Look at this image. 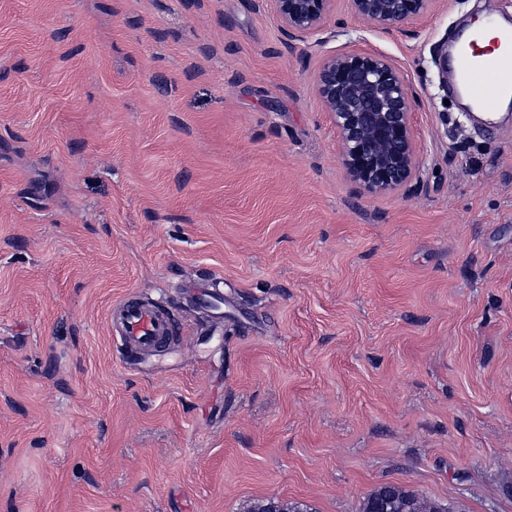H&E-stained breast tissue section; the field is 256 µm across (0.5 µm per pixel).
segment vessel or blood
Masks as SVG:
<instances>
[{
	"mask_svg": "<svg viewBox=\"0 0 512 512\" xmlns=\"http://www.w3.org/2000/svg\"><path fill=\"white\" fill-rule=\"evenodd\" d=\"M450 72L461 92L484 111L496 112L512 97V27L486 19L462 35L448 53ZM168 307L132 300L120 305L113 329L120 348L147 353L173 336Z\"/></svg>",
	"mask_w": 512,
	"mask_h": 512,
	"instance_id": "b4317fda",
	"label": "vessel or blood"
}]
</instances>
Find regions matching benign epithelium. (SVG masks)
Listing matches in <instances>:
<instances>
[{
    "label": "benign epithelium",
    "instance_id": "benign-epithelium-1",
    "mask_svg": "<svg viewBox=\"0 0 512 512\" xmlns=\"http://www.w3.org/2000/svg\"><path fill=\"white\" fill-rule=\"evenodd\" d=\"M434 0H350L354 14L393 26L426 13ZM290 38L321 30L335 0H273ZM316 89L340 135V156L352 179L370 193L397 189L417 174L410 117L414 98L398 70L382 56L326 57Z\"/></svg>",
    "mask_w": 512,
    "mask_h": 512
}]
</instances>
